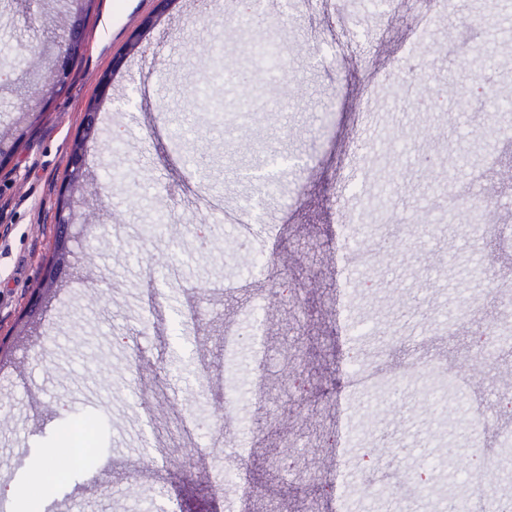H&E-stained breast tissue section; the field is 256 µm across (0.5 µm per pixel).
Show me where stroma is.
Masks as SVG:
<instances>
[{
  "instance_id": "35a3bbf8",
  "label": "stroma",
  "mask_w": 512,
  "mask_h": 512,
  "mask_svg": "<svg viewBox=\"0 0 512 512\" xmlns=\"http://www.w3.org/2000/svg\"><path fill=\"white\" fill-rule=\"evenodd\" d=\"M0 0V132L67 33L52 5ZM512 19V0H287L277 17L236 21L235 0H93L68 82L41 105L29 140L0 169V490L29 488L44 448L85 433L55 466L69 488L40 486L41 512H439L448 447L477 448L512 492V345L474 363L473 338L512 328V38L481 79L454 46H481ZM274 41L278 68L234 69L241 90L301 86L280 112L254 107L225 133L235 100L211 54ZM111 74L110 97L97 84ZM414 83L419 94L403 99ZM448 105L481 91L477 111ZM92 206L75 210L64 272L45 283L57 198L89 106ZM472 160L495 232L432 225L452 153ZM264 227L243 243L226 210ZM390 224L386 250L347 268L343 253ZM262 322V344L249 332ZM410 323L402 339L395 324ZM384 382L353 385L350 348ZM421 369H413V362ZM399 477L382 497L367 456ZM425 473L415 496L404 475Z\"/></svg>"
}]
</instances>
